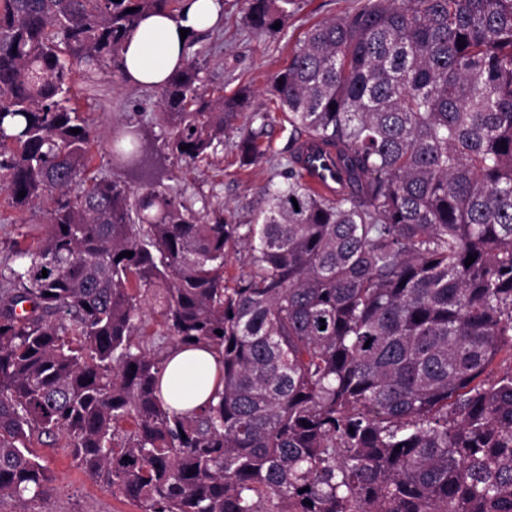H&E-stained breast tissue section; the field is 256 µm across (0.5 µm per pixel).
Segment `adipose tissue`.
Returning a JSON list of instances; mask_svg holds the SVG:
<instances>
[{"label":"adipose tissue","mask_w":512,"mask_h":512,"mask_svg":"<svg viewBox=\"0 0 512 512\" xmlns=\"http://www.w3.org/2000/svg\"><path fill=\"white\" fill-rule=\"evenodd\" d=\"M220 0H186L182 11L143 17L126 39L123 71L128 81L156 88L183 66L181 31L200 32L220 20ZM219 357L212 349L180 345L165 359L162 398L177 410L205 404L219 390Z\"/></svg>","instance_id":"obj_1"}]
</instances>
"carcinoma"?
Segmentation results:
<instances>
[{"label":"carcinoma","instance_id":"obj_1","mask_svg":"<svg viewBox=\"0 0 512 512\" xmlns=\"http://www.w3.org/2000/svg\"><path fill=\"white\" fill-rule=\"evenodd\" d=\"M246 3L270 32L291 0ZM183 4L0 0V193L52 201L37 247L0 270V499L28 512L47 494L29 449L46 435L142 512H512V364L492 374L512 360V0H367L306 32L273 90L335 153L334 197L294 150L253 223L199 216L130 128L112 153L143 191L71 195L94 140L73 69L121 64L142 15ZM201 72L176 70L156 115L192 162L251 98L210 97ZM254 118L245 162L264 153ZM146 302L173 344L219 353L217 402L163 406L164 355L132 341Z\"/></svg>","mask_w":512,"mask_h":512}]
</instances>
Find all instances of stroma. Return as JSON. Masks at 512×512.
Listing matches in <instances>:
<instances>
[{"label":"stroma","mask_w":512,"mask_h":512,"mask_svg":"<svg viewBox=\"0 0 512 512\" xmlns=\"http://www.w3.org/2000/svg\"><path fill=\"white\" fill-rule=\"evenodd\" d=\"M219 26L205 32L193 47L206 62V88L211 95H233L240 88L253 93V109L268 116L260 139L263 157L243 164L235 143L238 135L228 132L224 145L208 158L189 163L171 154L166 143L169 130L156 122L158 92L125 81L118 68L109 66L92 78L76 75L73 104L95 135L89 169L73 193L94 180L111 179L130 190L141 183L112 161V134L123 126L145 128L166 169L172 193L198 214L222 207L237 223H250L260 189L269 180H282L285 163L298 137L272 90L273 79L288 64L290 56L312 26L329 18L353 13L365 0H292L286 24L273 33L260 34L245 19L244 0H223ZM48 207L29 210L10 206L0 194V269L14 265L15 246H37L48 224ZM30 449L51 473L50 489L30 503L31 512H141L137 503L104 489L77 466L62 440L41 437Z\"/></svg>","instance_id":"obj_1"}]
</instances>
